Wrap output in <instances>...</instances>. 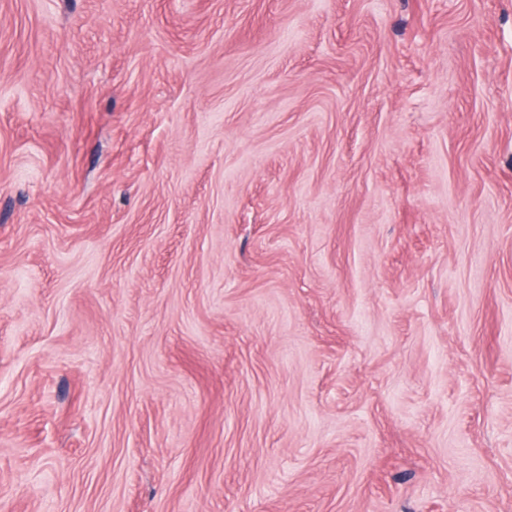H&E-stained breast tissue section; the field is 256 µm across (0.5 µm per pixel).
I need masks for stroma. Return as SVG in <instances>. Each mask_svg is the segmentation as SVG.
Listing matches in <instances>:
<instances>
[{
	"instance_id": "1",
	"label": "stroma",
	"mask_w": 512,
	"mask_h": 512,
	"mask_svg": "<svg viewBox=\"0 0 512 512\" xmlns=\"http://www.w3.org/2000/svg\"><path fill=\"white\" fill-rule=\"evenodd\" d=\"M0 512H512V0H0Z\"/></svg>"
}]
</instances>
